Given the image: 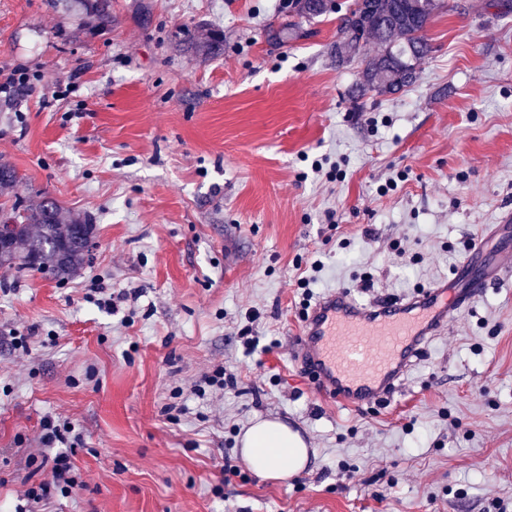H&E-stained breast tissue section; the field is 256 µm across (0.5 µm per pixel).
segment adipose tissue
<instances>
[{
    "mask_svg": "<svg viewBox=\"0 0 512 512\" xmlns=\"http://www.w3.org/2000/svg\"><path fill=\"white\" fill-rule=\"evenodd\" d=\"M242 452L250 469L267 479L286 478L301 471L308 461V450L300 436L268 420L246 431Z\"/></svg>",
    "mask_w": 512,
    "mask_h": 512,
    "instance_id": "adipose-tissue-1",
    "label": "adipose tissue"
}]
</instances>
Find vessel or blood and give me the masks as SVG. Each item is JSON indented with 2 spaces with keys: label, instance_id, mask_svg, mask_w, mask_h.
Here are the masks:
<instances>
[{
  "label": "vessel or blood",
  "instance_id": "1",
  "mask_svg": "<svg viewBox=\"0 0 512 512\" xmlns=\"http://www.w3.org/2000/svg\"><path fill=\"white\" fill-rule=\"evenodd\" d=\"M472 258L401 300L362 302L346 289L325 291L302 320L294 360L337 404L361 408L394 394L439 329L476 302L489 276L469 277Z\"/></svg>",
  "mask_w": 512,
  "mask_h": 512
}]
</instances>
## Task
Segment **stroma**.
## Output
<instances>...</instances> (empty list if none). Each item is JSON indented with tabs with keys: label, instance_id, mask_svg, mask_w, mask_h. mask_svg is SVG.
Instances as JSON below:
<instances>
[{
	"label": "stroma",
	"instance_id": "1",
	"mask_svg": "<svg viewBox=\"0 0 512 512\" xmlns=\"http://www.w3.org/2000/svg\"><path fill=\"white\" fill-rule=\"evenodd\" d=\"M498 2L448 0L414 84L358 98L333 12L277 44L273 0H112L105 27L73 0H0V72L38 78L0 102L12 194L49 192L96 226L74 279L0 273V512L49 479L48 416L80 435V485L45 512H512V286L458 313L372 408L339 406L293 357L314 260L313 294L403 295L512 208ZM185 27L220 32L222 52L182 51ZM324 154L344 181L312 171ZM99 288L129 298L114 313ZM252 313L265 347L248 354ZM219 368L231 385H201ZM261 419L299 432L304 470L251 472L241 438Z\"/></svg>",
	"mask_w": 512,
	"mask_h": 512
}]
</instances>
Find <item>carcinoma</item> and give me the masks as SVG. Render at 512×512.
<instances>
[{
	"label": "carcinoma",
	"instance_id": "carcinoma-1",
	"mask_svg": "<svg viewBox=\"0 0 512 512\" xmlns=\"http://www.w3.org/2000/svg\"><path fill=\"white\" fill-rule=\"evenodd\" d=\"M83 7L98 22L112 23L110 0H86ZM442 0H351L339 17L336 33V64L361 59L362 71L356 92L396 93L416 79L415 64L430 51L424 32ZM301 18L314 19L328 11V0H291ZM181 42L198 55L219 50L221 37L199 38L183 32ZM378 45L375 55L365 53L369 43ZM20 176L8 162H0V195L9 194ZM6 224V246L0 251V270L34 271L56 280L80 272L93 247L95 224L88 214L65 211L49 193L17 198L1 208Z\"/></svg>",
	"mask_w": 512,
	"mask_h": 512
}]
</instances>
